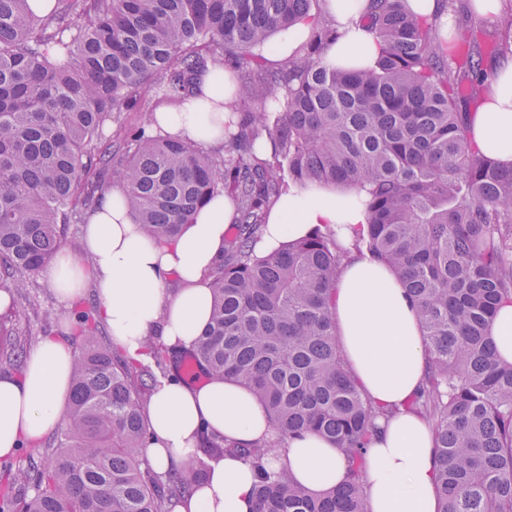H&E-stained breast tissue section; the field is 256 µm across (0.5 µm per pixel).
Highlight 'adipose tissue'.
<instances>
[{
    "label": "adipose tissue",
    "mask_w": 512,
    "mask_h": 512,
    "mask_svg": "<svg viewBox=\"0 0 512 512\" xmlns=\"http://www.w3.org/2000/svg\"><path fill=\"white\" fill-rule=\"evenodd\" d=\"M370 8V0H325L323 16L340 33L324 49L329 66H375L379 46L362 23ZM196 91L183 105L159 106L149 133L178 136L206 149L222 147L232 80L211 65ZM469 133L481 152L512 167V54L501 60L483 89L481 104L469 117ZM364 197L362 191L334 186L283 194L270 208L253 249L262 257L318 228L336 229L349 249L335 286L337 341L364 395L374 407L392 412L379 420L364 454L369 512H439L432 430L403 408L427 370L423 330L392 268L352 248L367 229ZM233 216L232 202L216 194L178 237L160 244L136 223L123 190L110 189L85 220L81 253L58 251L49 266L50 280L66 305L81 296L86 281L94 282L99 316L128 361H144L145 340L154 334L178 351L191 350L211 319L208 275L224 254ZM171 280L177 284L172 293L166 290ZM76 356L65 338L49 336L28 354L20 375L0 374V457L12 455L22 442H39L61 425ZM145 415L153 435L145 454L160 475L195 456L205 426L241 446L276 439L263 405L230 380L210 379L199 386L170 376L149 399ZM277 455L302 487L317 494L347 477L342 451L314 434L289 441ZM254 483L251 464L226 454L174 512H253Z\"/></svg>",
    "instance_id": "ef3b65f1"
}]
</instances>
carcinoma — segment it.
<instances>
[{"mask_svg": "<svg viewBox=\"0 0 512 512\" xmlns=\"http://www.w3.org/2000/svg\"><path fill=\"white\" fill-rule=\"evenodd\" d=\"M315 0H0V368L22 369L31 338L18 327L27 280L62 245L66 225L122 180L145 233L176 238L216 193L230 198L238 237L211 273V320L192 351L149 339L154 366L99 344L95 311L76 312L79 348L64 432L38 458L4 465L0 512H170L232 451L255 471V512H368L362 455L386 413L351 377L336 339L332 286L345 250L330 226L265 257L252 242L286 182L366 193L357 243L389 264L422 325L429 371L406 409L435 437L441 512H512V363L486 341L512 302V169L467 136L468 102L488 72L456 58L437 17L374 0L366 23L375 68L336 69L321 56L340 33ZM301 19L307 50L269 79L271 36ZM495 51L512 53V12ZM244 74L243 104L224 116V157L128 113L151 93L181 104L210 63ZM273 143L266 158L254 143ZM264 405L277 444L307 433L342 448L347 478L318 496L271 468L272 444L249 448L206 428L203 458L161 478L145 458L144 407L156 374L184 358Z\"/></svg>", "mask_w": 512, "mask_h": 512, "instance_id": "cac0c4a2", "label": "carcinoma"}]
</instances>
